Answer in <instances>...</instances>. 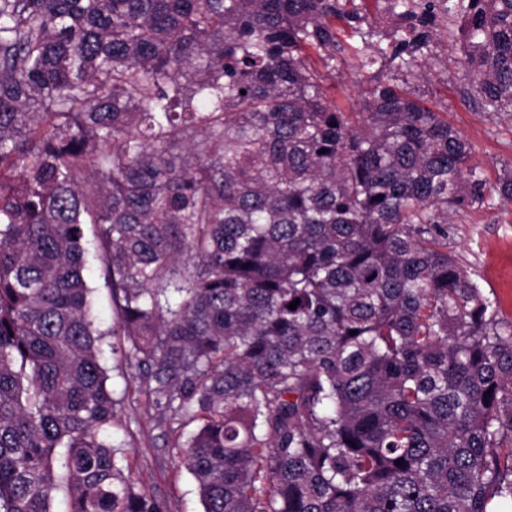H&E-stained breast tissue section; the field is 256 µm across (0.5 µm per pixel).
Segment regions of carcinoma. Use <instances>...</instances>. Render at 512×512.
<instances>
[{"mask_svg":"<svg viewBox=\"0 0 512 512\" xmlns=\"http://www.w3.org/2000/svg\"><path fill=\"white\" fill-rule=\"evenodd\" d=\"M436 2L383 32L354 0H0V512H164L111 440L88 224L128 404L195 425L203 512L512 505V321L448 254L512 175L486 191L413 83ZM459 2L512 112V0ZM314 54L374 74L360 118Z\"/></svg>","mask_w":512,"mask_h":512,"instance_id":"obj_1","label":"carcinoma"}]
</instances>
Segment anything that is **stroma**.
Instances as JSON below:
<instances>
[{
  "label": "stroma",
  "mask_w": 512,
  "mask_h": 512,
  "mask_svg": "<svg viewBox=\"0 0 512 512\" xmlns=\"http://www.w3.org/2000/svg\"><path fill=\"white\" fill-rule=\"evenodd\" d=\"M458 22L459 16L454 13L440 24L427 53L434 73L421 82L420 88L475 146V159L492 187L505 169L512 168V112H487L468 99ZM448 251L471 280L497 300L500 317L512 321V203L455 215L448 234ZM84 275L103 332L102 364L107 371V386L122 402L126 387L131 384V370L112 353L114 347L123 345L124 339L112 333L111 290L97 261H89ZM119 416L128 425L120 438L127 446L134 475L141 485L164 503L166 512H203L196 483L181 465L173 437L162 435L141 418L138 410L123 402Z\"/></svg>",
  "instance_id": "1"
}]
</instances>
